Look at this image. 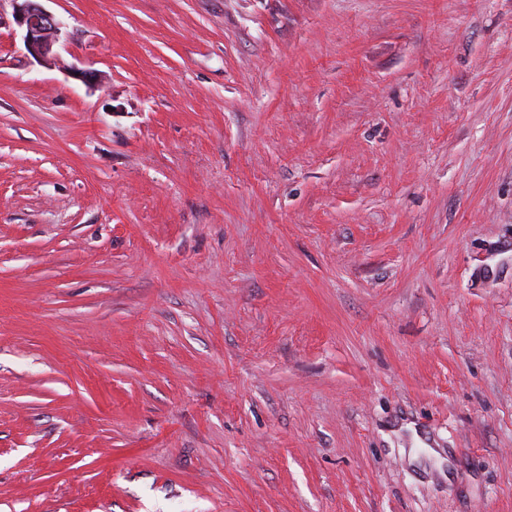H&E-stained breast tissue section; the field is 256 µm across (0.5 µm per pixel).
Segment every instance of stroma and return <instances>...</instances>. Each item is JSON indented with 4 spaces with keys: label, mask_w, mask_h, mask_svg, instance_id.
<instances>
[{
    "label": "stroma",
    "mask_w": 512,
    "mask_h": 512,
    "mask_svg": "<svg viewBox=\"0 0 512 512\" xmlns=\"http://www.w3.org/2000/svg\"><path fill=\"white\" fill-rule=\"evenodd\" d=\"M41 4L0 512H512V0Z\"/></svg>",
    "instance_id": "stroma-1"
}]
</instances>
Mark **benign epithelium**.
<instances>
[{
    "label": "benign epithelium",
    "mask_w": 512,
    "mask_h": 512,
    "mask_svg": "<svg viewBox=\"0 0 512 512\" xmlns=\"http://www.w3.org/2000/svg\"><path fill=\"white\" fill-rule=\"evenodd\" d=\"M15 23L24 30V46L30 57L40 64H49L57 56L65 24L44 9L38 0H13Z\"/></svg>",
    "instance_id": "1"
}]
</instances>
